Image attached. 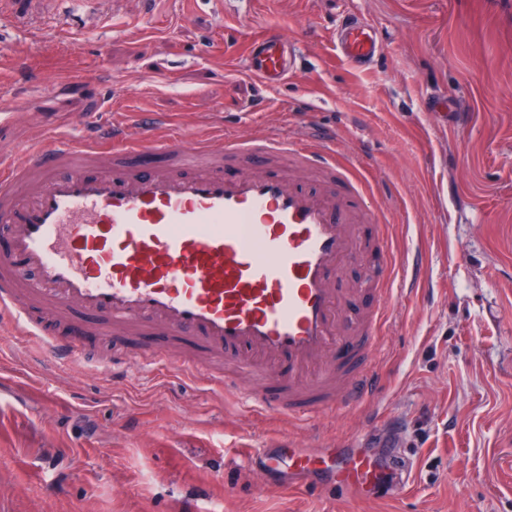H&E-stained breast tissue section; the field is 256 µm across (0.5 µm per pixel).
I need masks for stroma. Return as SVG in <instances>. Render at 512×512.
Listing matches in <instances>:
<instances>
[{"instance_id": "1", "label": "stroma", "mask_w": 512, "mask_h": 512, "mask_svg": "<svg viewBox=\"0 0 512 512\" xmlns=\"http://www.w3.org/2000/svg\"><path fill=\"white\" fill-rule=\"evenodd\" d=\"M370 23L383 52L360 69L329 34ZM277 30L303 71L274 87L246 69ZM158 114L182 140L299 138L317 124L373 195L385 248L336 280L344 317L393 300L369 364L372 398L303 424L144 365L190 336L99 335L95 316L50 338L62 363L0 323V512H512V0H9L0 8V159L56 136L136 128ZM420 256L425 275L405 271ZM115 358L114 369L102 362ZM393 452L410 478L361 499L248 471L269 443Z\"/></svg>"}]
</instances>
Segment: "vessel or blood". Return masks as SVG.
Here are the masks:
<instances>
[{
    "instance_id": "obj_1",
    "label": "vessel or blood",
    "mask_w": 512,
    "mask_h": 512,
    "mask_svg": "<svg viewBox=\"0 0 512 512\" xmlns=\"http://www.w3.org/2000/svg\"><path fill=\"white\" fill-rule=\"evenodd\" d=\"M331 40L359 68L383 50L373 27L352 16ZM246 68L273 86L302 66L271 32L253 44ZM106 147L110 167L95 171ZM257 159L343 180L357 203L330 189H299L280 174L225 177V165ZM370 199L334 144L314 131L299 142L228 139L219 161L208 140L188 148L149 125L135 138L118 124L81 142L60 138L0 171V223L12 227L0 253V318L42 335L27 307L36 297L99 316L105 336L157 326L200 336L226 361L211 381L241 391L248 408L303 422L375 385L364 360L378 349L384 312L341 325L333 285L344 261L366 248L360 220L381 221ZM247 366L262 371L257 386L240 387ZM247 464L283 484L338 485L364 498L383 485L377 462L346 448H259Z\"/></svg>"
}]
</instances>
